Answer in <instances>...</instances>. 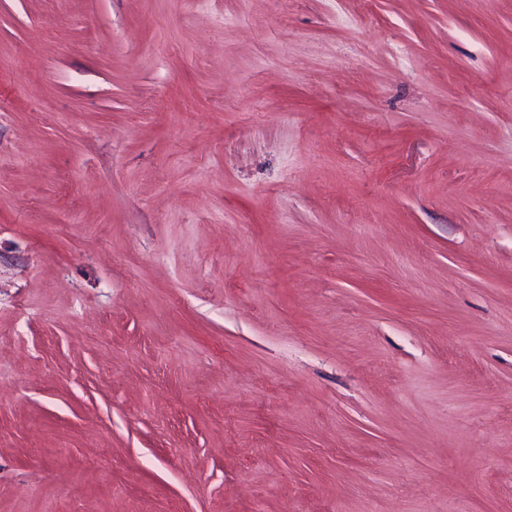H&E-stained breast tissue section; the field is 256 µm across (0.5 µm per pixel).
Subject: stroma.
Wrapping results in <instances>:
<instances>
[{"mask_svg": "<svg viewBox=\"0 0 512 512\" xmlns=\"http://www.w3.org/2000/svg\"><path fill=\"white\" fill-rule=\"evenodd\" d=\"M0 512H512V0H0Z\"/></svg>", "mask_w": 512, "mask_h": 512, "instance_id": "35a3bbf8", "label": "stroma"}]
</instances>
